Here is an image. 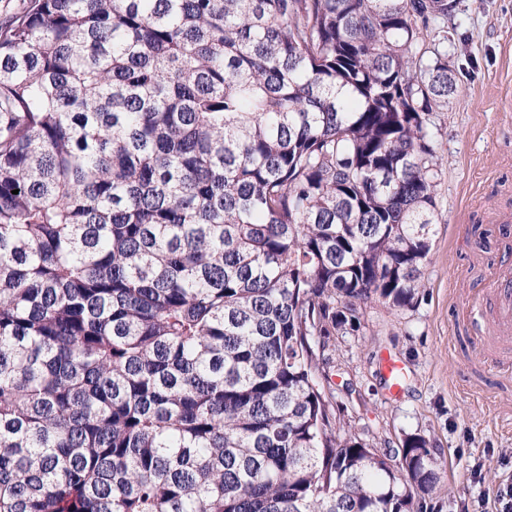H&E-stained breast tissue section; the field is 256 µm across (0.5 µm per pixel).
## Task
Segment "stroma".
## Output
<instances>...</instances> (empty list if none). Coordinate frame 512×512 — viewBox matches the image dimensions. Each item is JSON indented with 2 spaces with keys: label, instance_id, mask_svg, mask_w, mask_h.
<instances>
[{
  "label": "stroma",
  "instance_id": "1",
  "mask_svg": "<svg viewBox=\"0 0 512 512\" xmlns=\"http://www.w3.org/2000/svg\"><path fill=\"white\" fill-rule=\"evenodd\" d=\"M448 30L457 90L435 114L443 166L425 286L412 311L368 304L363 335L332 339L325 370L367 443L394 448L416 430L435 438L447 464L442 512H497L496 491L512 481V378L488 383L456 315L506 246L496 218L512 211V0H459ZM388 352L406 365L397 396L381 371Z\"/></svg>",
  "mask_w": 512,
  "mask_h": 512
}]
</instances>
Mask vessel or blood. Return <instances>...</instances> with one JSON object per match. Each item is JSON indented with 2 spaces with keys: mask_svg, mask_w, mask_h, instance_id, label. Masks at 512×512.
Returning <instances> with one entry per match:
<instances>
[{
  "mask_svg": "<svg viewBox=\"0 0 512 512\" xmlns=\"http://www.w3.org/2000/svg\"><path fill=\"white\" fill-rule=\"evenodd\" d=\"M460 313L479 336L493 377L512 375V254L494 266L478 300H462Z\"/></svg>",
  "mask_w": 512,
  "mask_h": 512,
  "instance_id": "1",
  "label": "vessel or blood"
}]
</instances>
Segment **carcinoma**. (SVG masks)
<instances>
[{
	"label": "carcinoma",
	"mask_w": 512,
	"mask_h": 512,
	"mask_svg": "<svg viewBox=\"0 0 512 512\" xmlns=\"http://www.w3.org/2000/svg\"><path fill=\"white\" fill-rule=\"evenodd\" d=\"M450 15L27 0L0 21V512H435L441 449L366 443L323 357L424 288Z\"/></svg>",
	"instance_id": "cac0c4a2"
}]
</instances>
